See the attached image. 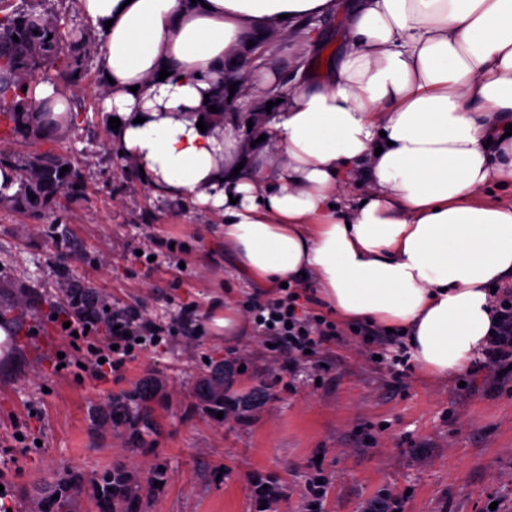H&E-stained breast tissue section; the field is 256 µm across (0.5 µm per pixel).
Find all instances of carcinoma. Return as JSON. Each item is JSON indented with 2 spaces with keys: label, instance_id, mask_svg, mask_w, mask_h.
<instances>
[{
  "label": "carcinoma",
  "instance_id": "obj_1",
  "mask_svg": "<svg viewBox=\"0 0 512 512\" xmlns=\"http://www.w3.org/2000/svg\"><path fill=\"white\" fill-rule=\"evenodd\" d=\"M18 40H13V37ZM102 41L85 30L66 32L48 13L34 8H15L4 12L0 6V127L15 138L44 139L48 135L44 115L31 110L28 99L33 88L50 83L57 93L69 99V129L80 125L82 84L89 63L100 58ZM69 167L60 175L62 167ZM19 170L21 180L11 197L0 196V205L13 210L52 211L64 194L72 199L84 197L86 174L81 163L51 149L20 156L0 152V169ZM196 391L211 414L223 412L234 416L249 406L250 400L269 396L265 390L253 392L251 398L229 393L224 387V366L201 379ZM155 391L142 383L113 397L107 411L113 431L132 443L144 434L157 430ZM83 482L63 477L55 488L40 493L34 512H62L67 499L81 490ZM97 496L100 512H139L141 487L133 485L127 471L116 467L89 479ZM59 498H54V495Z\"/></svg>",
  "mask_w": 512,
  "mask_h": 512
}]
</instances>
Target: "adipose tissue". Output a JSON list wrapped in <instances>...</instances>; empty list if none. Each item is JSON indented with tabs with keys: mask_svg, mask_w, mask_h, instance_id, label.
Instances as JSON below:
<instances>
[{
	"mask_svg": "<svg viewBox=\"0 0 512 512\" xmlns=\"http://www.w3.org/2000/svg\"><path fill=\"white\" fill-rule=\"evenodd\" d=\"M102 31L101 98L115 137L154 194L222 219L224 250L253 282L312 281L348 322L403 330L435 379L491 340L493 284L512 281V0H79ZM345 18L322 80L252 79L240 51L313 17ZM244 88H280L267 157L237 172L241 142L198 129L226 65ZM168 77H161V69ZM359 172L365 204H338Z\"/></svg>",
	"mask_w": 512,
	"mask_h": 512,
	"instance_id": "ef3b65f1",
	"label": "adipose tissue"
}]
</instances>
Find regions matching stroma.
<instances>
[{"mask_svg": "<svg viewBox=\"0 0 512 512\" xmlns=\"http://www.w3.org/2000/svg\"><path fill=\"white\" fill-rule=\"evenodd\" d=\"M318 25L319 50L305 53L284 35L264 64L292 83L320 80L342 48L344 20ZM84 106L87 122L65 136L16 145L76 157L84 197L50 214L0 209V317L10 326L0 342V482L12 512H34L36 493L62 477L122 466L139 481L157 462L164 486L144 493L141 512H306L305 486L318 474L321 512H365L386 494L401 498L402 512H512V385L496 389L478 375L462 390L458 377L418 369L396 383L353 326L320 303L307 312L335 323L341 339L290 373L250 323L232 342L209 330L177 333L102 381L82 368L51 320L71 284L153 319L188 308L209 318L227 302L246 314L269 299L225 254L220 217L154 197L104 148L98 99ZM172 237L183 250L167 249ZM140 248L155 255L154 269L135 258ZM218 363L233 394L266 387L270 398L237 417H212L194 388ZM146 379L159 427L134 451L113 433L106 404ZM259 479L279 490L265 510Z\"/></svg>", "mask_w": 512, "mask_h": 512, "instance_id": "35a3bbf8", "label": "stroma"}]
</instances>
